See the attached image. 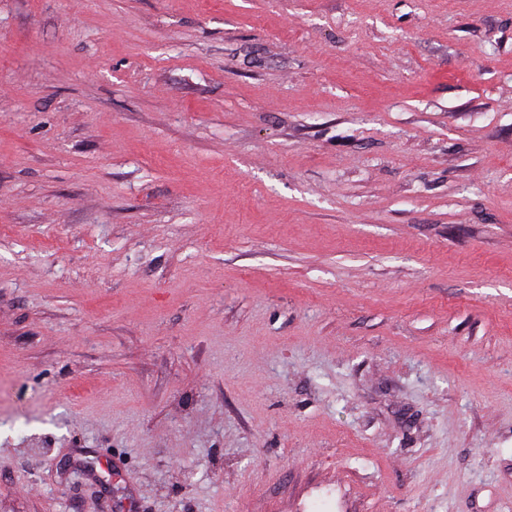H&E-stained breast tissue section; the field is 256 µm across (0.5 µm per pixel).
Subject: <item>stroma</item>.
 Wrapping results in <instances>:
<instances>
[{
    "label": "stroma",
    "instance_id": "obj_1",
    "mask_svg": "<svg viewBox=\"0 0 512 512\" xmlns=\"http://www.w3.org/2000/svg\"><path fill=\"white\" fill-rule=\"evenodd\" d=\"M0 512H512V0H0Z\"/></svg>",
    "mask_w": 512,
    "mask_h": 512
}]
</instances>
